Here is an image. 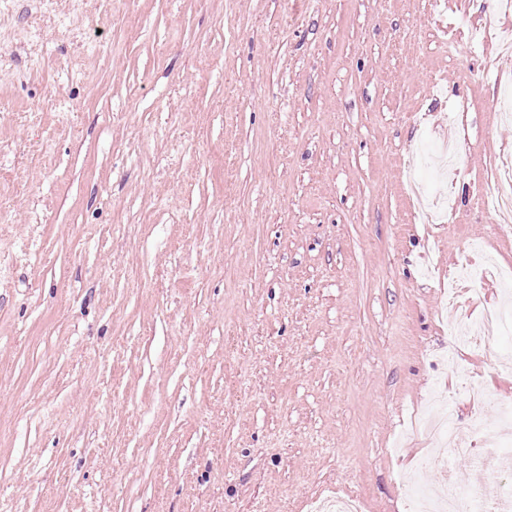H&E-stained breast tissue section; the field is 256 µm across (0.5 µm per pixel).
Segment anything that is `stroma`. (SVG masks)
Listing matches in <instances>:
<instances>
[{
	"mask_svg": "<svg viewBox=\"0 0 512 512\" xmlns=\"http://www.w3.org/2000/svg\"><path fill=\"white\" fill-rule=\"evenodd\" d=\"M497 0H0V512H412L470 375L448 274L512 267ZM467 104L460 170L404 161ZM494 215L499 224H508L512 217V169L509 164L503 166L494 178L492 187Z\"/></svg>",
	"mask_w": 512,
	"mask_h": 512,
	"instance_id": "obj_1",
	"label": "stroma"
}]
</instances>
